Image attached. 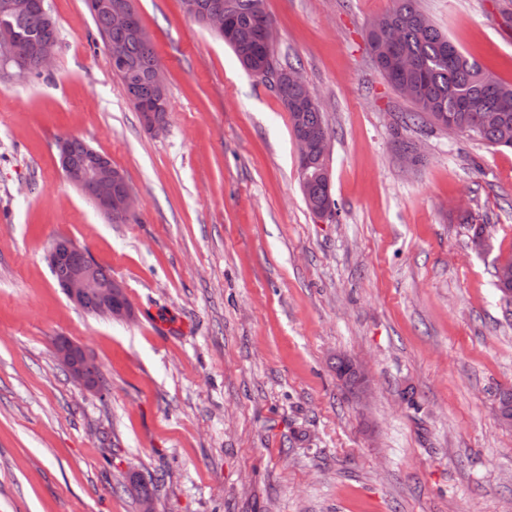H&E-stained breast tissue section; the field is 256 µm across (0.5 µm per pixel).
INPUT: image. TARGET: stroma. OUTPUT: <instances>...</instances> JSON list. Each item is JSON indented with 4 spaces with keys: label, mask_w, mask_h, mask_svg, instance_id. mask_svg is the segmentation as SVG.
I'll return each instance as SVG.
<instances>
[{
    "label": "stroma",
    "mask_w": 512,
    "mask_h": 512,
    "mask_svg": "<svg viewBox=\"0 0 512 512\" xmlns=\"http://www.w3.org/2000/svg\"><path fill=\"white\" fill-rule=\"evenodd\" d=\"M47 4L49 78L0 66V512H141L133 470L160 479L153 512H512L497 418L512 316L494 277L512 259V151L396 132L412 106L366 39L394 0H263L329 125L330 221L304 203L276 93L180 0H134L167 83L157 132L93 45L86 0ZM420 8L512 83V0ZM73 137L125 175L134 219L66 178ZM62 237L124 287L132 320L67 298L49 265ZM60 337L106 392L68 377ZM340 356L369 368L366 405Z\"/></svg>",
    "instance_id": "stroma-1"
}]
</instances>
